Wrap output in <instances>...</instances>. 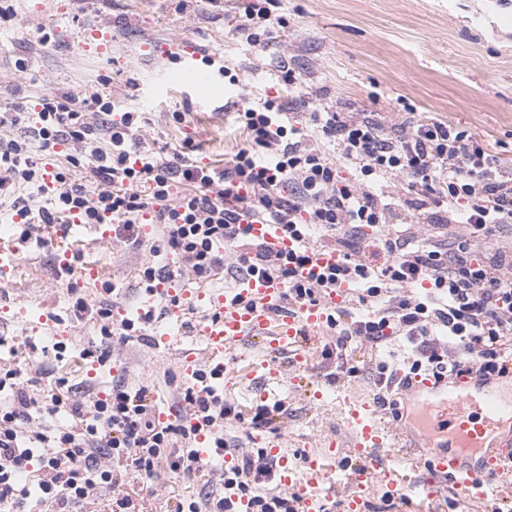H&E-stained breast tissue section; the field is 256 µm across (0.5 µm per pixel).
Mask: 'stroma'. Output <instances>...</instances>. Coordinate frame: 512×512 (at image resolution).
Wrapping results in <instances>:
<instances>
[{
    "instance_id": "stroma-1",
    "label": "stroma",
    "mask_w": 512,
    "mask_h": 512,
    "mask_svg": "<svg viewBox=\"0 0 512 512\" xmlns=\"http://www.w3.org/2000/svg\"><path fill=\"white\" fill-rule=\"evenodd\" d=\"M8 21L0 22V106L53 91L76 99L99 92L119 107L146 112L148 121L136 136L154 150L172 149L190 137L199 146L193 158L224 168L244 140L232 126L233 106L243 95L259 98L279 91L278 63L293 60L300 81L309 88L310 108L340 104L355 112L383 117L413 109L417 117L440 118L476 132L488 149L512 170V0H282L287 27L277 29L263 49L249 45L236 25L249 0H8ZM48 43H41L42 35ZM197 51L192 65L173 62L169 52ZM212 65H205L203 55ZM26 72H18L17 60ZM217 77L210 102L196 99L187 83L188 67ZM228 67L236 82L221 76ZM185 115L175 123L172 112ZM57 226L41 227L34 241L20 243L15 259L0 263V371L20 370L25 389L38 402L56 393L58 379L73 386L78 398L105 395L113 385L147 386L165 395L180 414L185 386V356L204 357L203 347L188 332L193 316L157 309L154 324L141 334L105 336L96 317H76L77 299L107 305L113 322L136 318L145 293L143 266L151 261L148 242L131 244L115 233L99 237L94 225L74 234L80 248L72 269L60 274ZM96 266V282L83 281L79 267ZM181 334L172 350L154 346L153 330ZM336 333L324 329L305 379L270 384L283 406L264 435L283 436L290 465L329 437H342L345 408L337 389L377 388L369 359L351 354L356 376L340 373L324 348ZM109 349L111 359L90 365L85 350ZM254 339L230 347L224 356V400L233 408L224 420V451L236 460L256 457L261 446L250 425L259 405V390L238 383L240 368L266 360ZM321 380L324 396L312 400L307 383ZM224 490L222 469L212 466L177 476L160 470L149 494L125 480L102 488L87 512H101L107 500L129 498L144 512H168L176 501L203 502Z\"/></svg>"
}]
</instances>
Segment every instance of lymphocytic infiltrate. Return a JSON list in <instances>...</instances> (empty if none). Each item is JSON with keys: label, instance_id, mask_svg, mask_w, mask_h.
<instances>
[{"label": "lymphocytic infiltrate", "instance_id": "f902f5d3", "mask_svg": "<svg viewBox=\"0 0 512 512\" xmlns=\"http://www.w3.org/2000/svg\"><path fill=\"white\" fill-rule=\"evenodd\" d=\"M281 0H254L238 33L266 47ZM279 71L288 93L242 103L245 134L224 169L192 163L197 146L184 138L173 156L136 139L143 113L116 112L93 93L76 106L69 93L0 107V204L9 203L28 240L40 224H115L123 240L156 227L154 255L169 267L146 266L147 291L158 281H207L224 271L225 243L235 244L236 276L282 280L291 305L315 304L345 282L353 291L332 311L335 354L374 355L393 340L409 345L407 376L447 380L466 374L486 382L512 357V240L489 242L512 228V173L466 127L442 120L383 122L377 112L309 109L291 61ZM85 176L75 183L74 174ZM279 225L299 248L269 252L245 219ZM334 232L336 265L313 281L300 278L316 248L311 227ZM147 388L119 384L87 403L70 393L48 405L28 395L20 372L0 377V512L27 502L51 512H81L93 492L118 473L140 480L160 467L174 474L201 467L193 449L170 452L175 438L205 432L224 445L223 398L204 384L186 387L189 416L160 421ZM67 411L70 425L52 424ZM37 466L35 486L20 476ZM273 469L266 454L225 467V496L177 504L174 512H297L291 499L262 493ZM246 497L239 508L237 497Z\"/></svg>", "mask_w": 512, "mask_h": 512}]
</instances>
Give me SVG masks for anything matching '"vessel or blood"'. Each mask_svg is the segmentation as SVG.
<instances>
[{
  "label": "vessel or blood",
  "mask_w": 512,
  "mask_h": 512,
  "mask_svg": "<svg viewBox=\"0 0 512 512\" xmlns=\"http://www.w3.org/2000/svg\"><path fill=\"white\" fill-rule=\"evenodd\" d=\"M249 229L272 252H286L294 246L277 225L254 222ZM349 291V284L341 283L330 289L321 303L291 307L285 301L284 284L263 275L241 278L236 287L225 291L179 289L182 310L204 312L192 335L207 354L202 365L191 358L184 360L185 379L194 380L202 370L223 375L225 351L247 337L265 341L273 355L272 360L248 366V374L258 373L264 381L277 382L283 364L305 368L309 348L303 337L323 328L329 313L342 305ZM464 384V379H457L435 408L426 409V431L420 445L412 442L406 431L394 432L379 422L373 401L342 391L340 398L347 409L344 440H328L323 453L307 455L304 467L309 478L305 484H298L294 469L286 465L278 472L279 482L298 485L299 512H326L323 485L330 475L325 460L338 458L342 448L354 449L359 461L345 474L354 488L346 512H367L366 492L374 479L384 482L390 496L402 498L408 491L396 469L383 464L379 452L387 448L396 461L415 458L424 473L417 486L420 495L435 497L449 484L467 500L488 503L491 482L503 477L506 464H512V437L495 436L503 416L512 413V401L494 394L474 398Z\"/></svg>",
  "instance_id": "obj_1"
}]
</instances>
